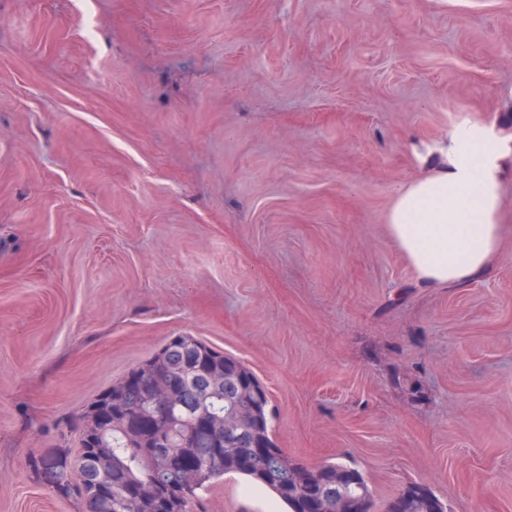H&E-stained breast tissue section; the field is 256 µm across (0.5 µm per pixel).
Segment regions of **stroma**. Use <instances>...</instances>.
<instances>
[{
    "instance_id": "obj_1",
    "label": "stroma",
    "mask_w": 512,
    "mask_h": 512,
    "mask_svg": "<svg viewBox=\"0 0 512 512\" xmlns=\"http://www.w3.org/2000/svg\"><path fill=\"white\" fill-rule=\"evenodd\" d=\"M465 124L512 137V0H0V512L169 338L240 359L280 448L372 512H512V176L498 252L420 285L394 189ZM208 512H270L224 476ZM415 496L409 501L410 512H448L447 506L425 485L413 488Z\"/></svg>"
}]
</instances>
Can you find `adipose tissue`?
<instances>
[{
  "instance_id": "ef3b65f1",
  "label": "adipose tissue",
  "mask_w": 512,
  "mask_h": 512,
  "mask_svg": "<svg viewBox=\"0 0 512 512\" xmlns=\"http://www.w3.org/2000/svg\"><path fill=\"white\" fill-rule=\"evenodd\" d=\"M504 157L502 141L465 125L435 148L426 174L394 190L390 236L420 282L460 284L483 273L501 235Z\"/></svg>"
}]
</instances>
